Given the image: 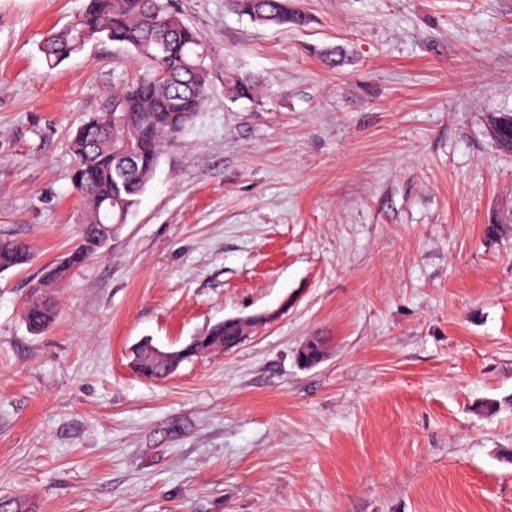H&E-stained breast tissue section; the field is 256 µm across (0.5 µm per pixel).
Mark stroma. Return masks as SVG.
<instances>
[{"mask_svg":"<svg viewBox=\"0 0 512 512\" xmlns=\"http://www.w3.org/2000/svg\"><path fill=\"white\" fill-rule=\"evenodd\" d=\"M85 0H0V496L38 512H512V0H297L303 27L175 0L209 98L103 255L24 319L80 237L75 131L144 69L44 36ZM346 61L329 66L326 50ZM258 80L228 99L224 76ZM260 315L165 379L178 348ZM320 363L301 364L312 337ZM489 131L496 144L504 150H512V112L493 114L489 118ZM33 259L30 248L18 239L0 238V271L22 267ZM156 360L157 359L148 356L141 348H138L133 352L132 364L140 374L148 378H166L167 374L164 367L155 363L154 361Z\"/></svg>","mask_w":512,"mask_h":512,"instance_id":"obj_1","label":"stroma"}]
</instances>
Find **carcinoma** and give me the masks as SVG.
Returning a JSON list of instances; mask_svg holds the SVG:
<instances>
[{
	"mask_svg": "<svg viewBox=\"0 0 512 512\" xmlns=\"http://www.w3.org/2000/svg\"><path fill=\"white\" fill-rule=\"evenodd\" d=\"M227 5L262 25L300 26L306 21L294 0H227ZM92 41L122 45L147 67L73 136L71 180L82 199L85 220L78 244L63 261L45 265L31 285L25 319L36 333L47 330L56 316L50 290L71 269L103 253L106 242L126 223L153 179L163 148L178 137L208 98L205 40L182 20L172 0H86L78 15L47 35L42 53L54 66ZM225 87L235 100L251 101L258 94L256 83L236 73L228 76ZM489 131L499 147L512 150V112L491 115ZM128 156L135 164L117 191L115 173ZM511 224L512 211H503L495 214L486 232L494 237ZM32 259L23 241L0 238V271L25 266ZM237 335V325L218 322L187 346L172 351L166 363L177 368L193 357L224 347ZM132 364L145 377H167L164 367L141 348L133 352ZM0 512H36V508L28 499L1 496Z\"/></svg>",
	"mask_w": 512,
	"mask_h": 512,
	"instance_id": "cac0c4a2",
	"label": "carcinoma"
}]
</instances>
